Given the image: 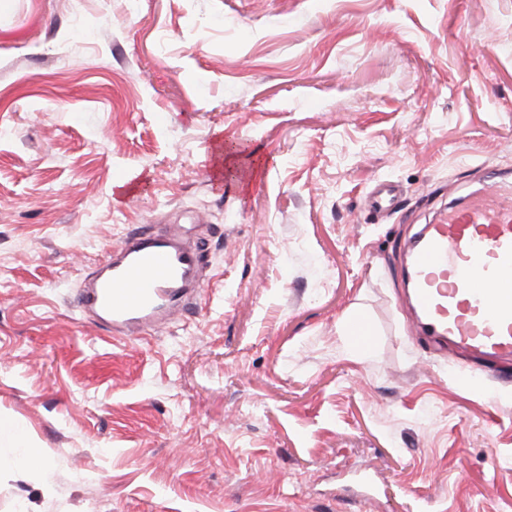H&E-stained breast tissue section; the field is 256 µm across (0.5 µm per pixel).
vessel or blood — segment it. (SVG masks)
Instances as JSON below:
<instances>
[{
	"label": "vessel or blood",
	"instance_id": "b4317fda",
	"mask_svg": "<svg viewBox=\"0 0 512 512\" xmlns=\"http://www.w3.org/2000/svg\"><path fill=\"white\" fill-rule=\"evenodd\" d=\"M181 225L134 235L76 296L114 337L143 340L200 288L203 250ZM403 276L423 335L492 366L512 362V181L445 208L407 247Z\"/></svg>",
	"mask_w": 512,
	"mask_h": 512
}]
</instances>
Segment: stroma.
Here are the masks:
<instances>
[{"mask_svg":"<svg viewBox=\"0 0 512 512\" xmlns=\"http://www.w3.org/2000/svg\"><path fill=\"white\" fill-rule=\"evenodd\" d=\"M501 177L512 0H0V512H512V369L428 342L402 276ZM166 224L192 308L81 319ZM349 325V336L352 343L358 347H368L370 344V329L362 322L359 313L355 310H347L343 316Z\"/></svg>","mask_w":512,"mask_h":512,"instance_id":"stroma-1","label":"stroma"}]
</instances>
